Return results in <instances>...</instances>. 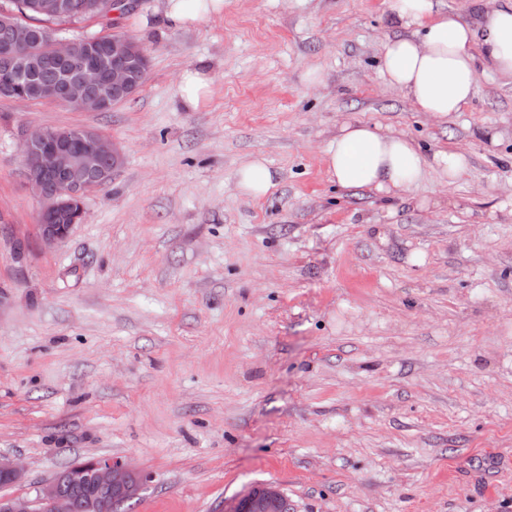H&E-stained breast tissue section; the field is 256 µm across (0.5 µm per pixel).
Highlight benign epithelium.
Here are the masks:
<instances>
[{"mask_svg":"<svg viewBox=\"0 0 512 512\" xmlns=\"http://www.w3.org/2000/svg\"><path fill=\"white\" fill-rule=\"evenodd\" d=\"M33 8L47 19L64 16V0H35ZM10 27L11 40L18 45L33 41L37 29L17 23ZM49 61L56 65L51 80H35L45 65L43 58L22 54L16 60L18 80H31L42 101L69 104L86 112H101L115 100L133 96L140 88L139 76L147 64V55L131 36L122 33L112 41V56L102 63L105 39L88 40L79 51L75 43L62 39L50 41ZM25 167L33 194L42 207L38 228L49 246L64 241L77 220L84 217L83 201L95 189V182L111 176L121 164L117 146L103 134L90 128L71 133L64 129H36L22 144ZM68 218L69 224L60 220ZM23 466L14 458L0 455V488L15 484ZM147 476L120 457H101L76 463L38 485L35 497L0 496V512H110L113 501L133 500ZM86 489L78 501L73 490ZM281 496L273 485L256 487L238 497L225 512H269L270 503Z\"/></svg>","mask_w":512,"mask_h":512,"instance_id":"obj_1","label":"benign epithelium"}]
</instances>
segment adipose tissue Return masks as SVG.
<instances>
[{
	"instance_id": "obj_1",
	"label": "adipose tissue",
	"mask_w": 512,
	"mask_h": 512,
	"mask_svg": "<svg viewBox=\"0 0 512 512\" xmlns=\"http://www.w3.org/2000/svg\"><path fill=\"white\" fill-rule=\"evenodd\" d=\"M164 8L166 19L184 27L222 13L224 0H166ZM390 22L401 34L384 44L381 72L433 120L470 104L478 89L479 60L512 82V0H488L472 22L444 10L438 0H392ZM322 153L338 186L391 196L420 182L428 162L414 139L364 122H343Z\"/></svg>"
}]
</instances>
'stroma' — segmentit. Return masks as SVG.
I'll return each mask as SVG.
<instances>
[{"mask_svg": "<svg viewBox=\"0 0 512 512\" xmlns=\"http://www.w3.org/2000/svg\"><path fill=\"white\" fill-rule=\"evenodd\" d=\"M390 0H224L171 27L163 0L60 39L131 34L146 79L108 112L0 97V453L30 497L63 468L145 473L122 512H224L273 484L291 512H512V84L493 70L448 120L378 71ZM211 80L188 106L178 78ZM345 120L436 166L398 197L343 189ZM92 128L122 164L45 245L21 142ZM263 155L276 186L244 196Z\"/></svg>", "mask_w": 512, "mask_h": 512, "instance_id": "35a3bbf8", "label": "stroma"}]
</instances>
